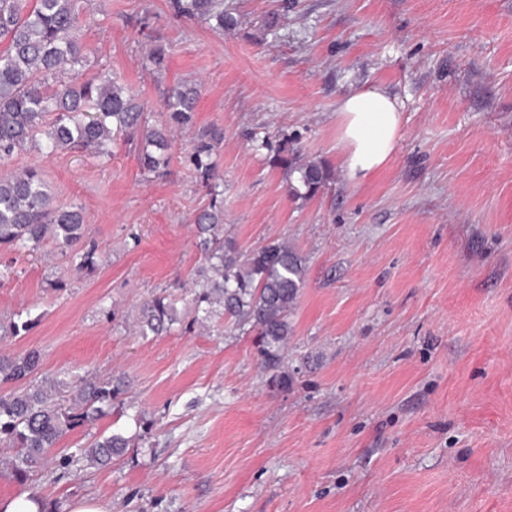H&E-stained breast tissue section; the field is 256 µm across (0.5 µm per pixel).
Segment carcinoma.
I'll use <instances>...</instances> for the list:
<instances>
[{
	"label": "carcinoma",
	"mask_w": 512,
	"mask_h": 512,
	"mask_svg": "<svg viewBox=\"0 0 512 512\" xmlns=\"http://www.w3.org/2000/svg\"><path fill=\"white\" fill-rule=\"evenodd\" d=\"M90 5L91 0H0V161L26 148L48 156L107 155L112 141L122 137L138 142L144 171L163 174L172 157L173 132L194 124L197 89L182 82L167 88L166 119L149 123L146 103L119 76L104 66L87 67L92 50L77 29ZM172 7L219 31L238 25L224 0H173ZM217 141L201 138L189 154L210 196L194 219L205 265L192 277L191 322L225 316L240 330L256 331L265 366L277 369L292 333L289 318L306 285L307 258L284 241L243 252L224 240V176L212 160ZM274 163L288 169L290 178L299 174L300 187L289 185L293 196H314L332 179L321 162L305 159L293 146L279 149ZM84 231L83 207L56 202L42 168L0 175V247L35 249L48 243L65 252ZM178 321L176 299L156 294L142 304L138 333L159 335ZM30 328L28 319L1 320L0 336L17 337ZM40 367L36 350L0 355V382L17 384L0 392V445L17 449L4 465L21 482L63 435L105 415L104 406L127 392L121 379L38 380ZM129 445L130 439L113 433L80 449V455L104 466Z\"/></svg>",
	"instance_id": "carcinoma-1"
}]
</instances>
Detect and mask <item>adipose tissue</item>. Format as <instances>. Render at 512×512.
<instances>
[{"mask_svg": "<svg viewBox=\"0 0 512 512\" xmlns=\"http://www.w3.org/2000/svg\"><path fill=\"white\" fill-rule=\"evenodd\" d=\"M402 105L387 89L351 92L336 103V148L349 180L362 182L385 168L401 139Z\"/></svg>", "mask_w": 512, "mask_h": 512, "instance_id": "adipose-tissue-1", "label": "adipose tissue"}]
</instances>
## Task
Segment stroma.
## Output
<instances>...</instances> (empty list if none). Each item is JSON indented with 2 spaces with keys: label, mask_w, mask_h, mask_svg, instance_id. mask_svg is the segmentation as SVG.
I'll return each mask as SVG.
<instances>
[{
  "label": "stroma",
  "mask_w": 512,
  "mask_h": 512,
  "mask_svg": "<svg viewBox=\"0 0 512 512\" xmlns=\"http://www.w3.org/2000/svg\"><path fill=\"white\" fill-rule=\"evenodd\" d=\"M224 2L239 19L224 33L171 0H93L82 19L95 62L150 122L168 86L199 85L167 175L144 172L131 143L0 166H42L58 202L83 207L98 253L79 271L51 245L0 248V318L34 322L0 354L35 349L43 376L130 384L26 483L0 470V496L32 491L55 512L77 498L112 512H512V0ZM374 86L401 100L402 137L355 183L336 103ZM215 129L226 233L242 250L285 239L308 260L284 389L254 334L222 319L134 330L152 294L191 305L204 261L192 217L208 198L187 157ZM290 139L333 174L306 200L271 162ZM116 431L131 440L117 461L74 460Z\"/></svg>",
  "instance_id": "obj_1"
}]
</instances>
